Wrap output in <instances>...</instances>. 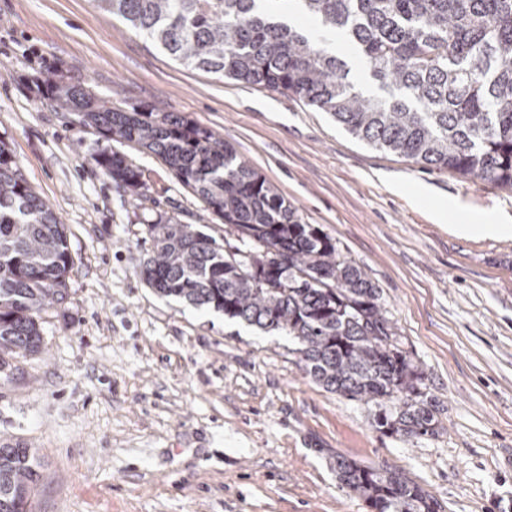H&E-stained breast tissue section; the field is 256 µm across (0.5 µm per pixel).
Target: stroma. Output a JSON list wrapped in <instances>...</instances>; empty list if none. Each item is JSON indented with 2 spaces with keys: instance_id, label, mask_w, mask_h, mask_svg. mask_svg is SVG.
Returning a JSON list of instances; mask_svg holds the SVG:
<instances>
[{
  "instance_id": "1",
  "label": "stroma",
  "mask_w": 512,
  "mask_h": 512,
  "mask_svg": "<svg viewBox=\"0 0 512 512\" xmlns=\"http://www.w3.org/2000/svg\"><path fill=\"white\" fill-rule=\"evenodd\" d=\"M53 77L117 107L209 128L320 225L378 288L438 405L435 435L373 426V409L305 377L287 336L159 296L141 271L166 215L223 241L155 154L119 150L147 195L91 155L108 142L43 94ZM0 141L67 228L63 302L41 353L0 374V443L32 448V512H369L336 459L400 473L439 512H512V239L464 237L512 217V191L428 170L353 138L299 98L181 65L93 0H0ZM459 209L434 220L439 200ZM452 231L461 236H497L512 238V224L486 216L474 215L471 224H455Z\"/></svg>"
}]
</instances>
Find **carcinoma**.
<instances>
[{
	"label": "carcinoma",
	"mask_w": 512,
	"mask_h": 512,
	"mask_svg": "<svg viewBox=\"0 0 512 512\" xmlns=\"http://www.w3.org/2000/svg\"><path fill=\"white\" fill-rule=\"evenodd\" d=\"M94 2L186 67L291 94L373 148L512 190V0H295L320 30L344 36L378 93L281 20L289 0ZM44 83L79 123L160 157L237 237L239 245L224 247L159 216L148 225L152 256L142 268L158 294L285 334L305 376L373 405L382 433L438 432L436 401L378 288L249 161L178 112L118 108L54 78ZM91 159L123 193L146 194L120 153L101 148ZM72 264L65 225L0 141V373L41 350L40 314L63 300ZM336 472L375 512H439L396 472L344 457ZM42 480L32 449L0 445V512H31Z\"/></svg>",
	"instance_id": "1"
}]
</instances>
